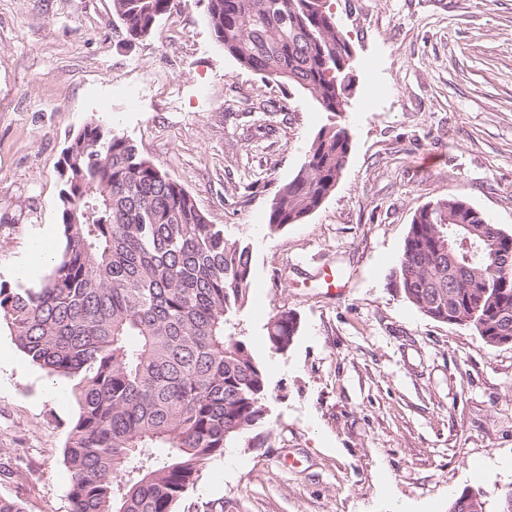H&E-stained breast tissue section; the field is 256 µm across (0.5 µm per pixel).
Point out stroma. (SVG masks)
Returning a JSON list of instances; mask_svg holds the SVG:
<instances>
[{
    "instance_id": "1",
    "label": "stroma",
    "mask_w": 512,
    "mask_h": 512,
    "mask_svg": "<svg viewBox=\"0 0 512 512\" xmlns=\"http://www.w3.org/2000/svg\"><path fill=\"white\" fill-rule=\"evenodd\" d=\"M353 48L341 115L224 53L207 0H172L124 41L113 0H0V282L39 281L61 246L59 175L95 120L246 240L237 316L273 392L262 448L208 461L176 512H448L512 488V345L440 323L392 286L415 212L461 198L512 234V0H331ZM352 134L335 190L305 221L266 226L321 127ZM340 279L326 288L323 265ZM301 329L270 350L281 309ZM69 382L0 328V496L69 512ZM299 331V320L294 312L278 310L266 326L269 348L276 353H286Z\"/></svg>"
}]
</instances>
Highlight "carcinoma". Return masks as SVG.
I'll return each mask as SVG.
<instances>
[{
	"label": "carcinoma",
	"instance_id": "1",
	"mask_svg": "<svg viewBox=\"0 0 512 512\" xmlns=\"http://www.w3.org/2000/svg\"><path fill=\"white\" fill-rule=\"evenodd\" d=\"M169 3L113 7L138 39L156 32ZM207 4L225 52L335 111L352 51L330 0ZM350 150L348 129L321 127L275 195L268 230L317 210ZM60 175L59 256L38 283H0V321L31 363L72 383L70 512H176L208 460L264 446L250 433L265 422L266 373L231 331L252 282L250 245L208 223L189 191L97 121L64 149ZM395 287L436 321L453 309L457 325L494 347L512 338V234L464 200L430 201L410 224ZM298 331L294 312L277 311L269 348L287 352Z\"/></svg>",
	"mask_w": 512,
	"mask_h": 512
}]
</instances>
